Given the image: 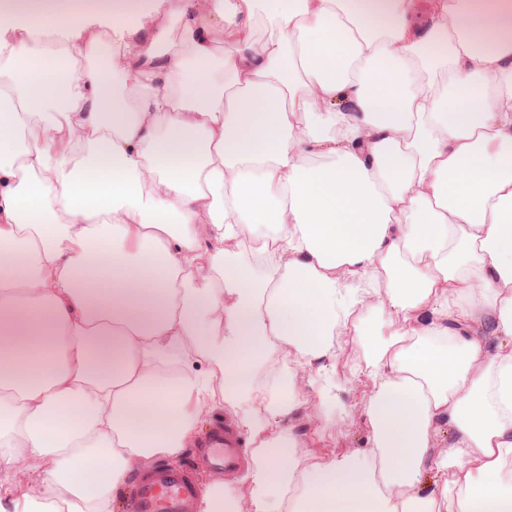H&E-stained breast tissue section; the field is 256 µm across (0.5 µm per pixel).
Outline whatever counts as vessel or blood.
<instances>
[{"label": "vessel or blood", "instance_id": "b4317fda", "mask_svg": "<svg viewBox=\"0 0 512 512\" xmlns=\"http://www.w3.org/2000/svg\"><path fill=\"white\" fill-rule=\"evenodd\" d=\"M214 465L222 467L225 479L242 468L244 449L232 430L213 432L207 442ZM201 490L182 470L156 466L130 495L124 512H200Z\"/></svg>", "mask_w": 512, "mask_h": 512}]
</instances>
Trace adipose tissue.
<instances>
[{
    "mask_svg": "<svg viewBox=\"0 0 512 512\" xmlns=\"http://www.w3.org/2000/svg\"><path fill=\"white\" fill-rule=\"evenodd\" d=\"M135 20L0 14V512H113L223 411L252 497L201 512H512V0ZM367 335L366 448L326 452ZM340 349H336V358L326 363L330 370L336 373V403L362 406L366 398L367 386L363 383L348 380L350 368L363 360L364 348L351 336L346 338Z\"/></svg>",
    "mask_w": 512,
    "mask_h": 512,
    "instance_id": "obj_1",
    "label": "adipose tissue"
}]
</instances>
